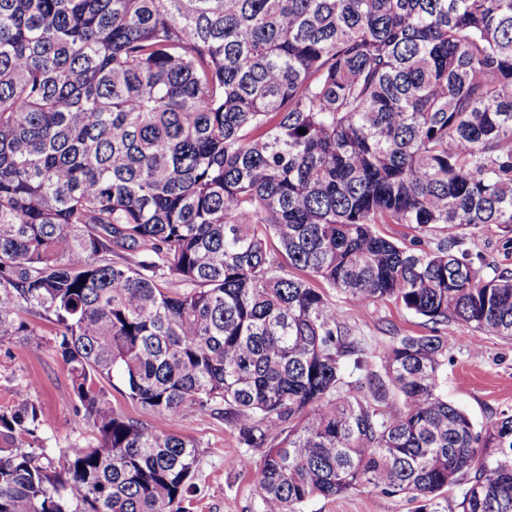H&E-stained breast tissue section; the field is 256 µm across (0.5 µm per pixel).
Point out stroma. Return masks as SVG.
I'll use <instances>...</instances> for the list:
<instances>
[{
  "label": "stroma",
  "mask_w": 512,
  "mask_h": 512,
  "mask_svg": "<svg viewBox=\"0 0 512 512\" xmlns=\"http://www.w3.org/2000/svg\"><path fill=\"white\" fill-rule=\"evenodd\" d=\"M340 321L372 357L369 367L382 372L380 353L405 336L428 334L430 328L390 300L360 305L333 289H326ZM40 347L20 340L0 344V410L13 406L20 392H28L40 409L38 431L23 441L28 451L61 456L67 449L93 444L91 428L75 416L70 397L71 381L66 365L54 348V326L37 320ZM453 345L448 351L447 395L476 424L512 412V343L452 324ZM101 385L114 410L160 432L192 440L198 449V465L192 478L193 492L183 502L184 512H259L253 470L230 467L233 458L259 461L261 452L246 447L239 431L224 418L223 410L202 414L192 409L158 414L133 401L119 375L103 378ZM415 503L401 496L387 497L363 488L336 499L315 497L301 512H415Z\"/></svg>",
  "instance_id": "1"
}]
</instances>
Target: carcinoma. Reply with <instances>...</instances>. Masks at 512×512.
<instances>
[{
    "label": "carcinoma",
    "instance_id": "carcinoma-1",
    "mask_svg": "<svg viewBox=\"0 0 512 512\" xmlns=\"http://www.w3.org/2000/svg\"><path fill=\"white\" fill-rule=\"evenodd\" d=\"M481 231L512 253V0H0V343L53 323L96 434L55 462L22 449L29 395L0 410V512H181L196 446L118 414L114 373L160 414L224 406L260 512L460 485L512 512V413L444 394L439 327L512 341ZM289 267L431 334L377 374ZM376 230L381 235L407 246L418 241L419 234L411 224H378ZM464 248H467L474 256L480 254L483 257V263L475 260L474 264L480 278L492 275L493 271L489 266L492 267L494 264H506L512 269V254L506 259L498 246L497 236L495 235L477 233L465 241Z\"/></svg>",
    "mask_w": 512,
    "mask_h": 512
}]
</instances>
